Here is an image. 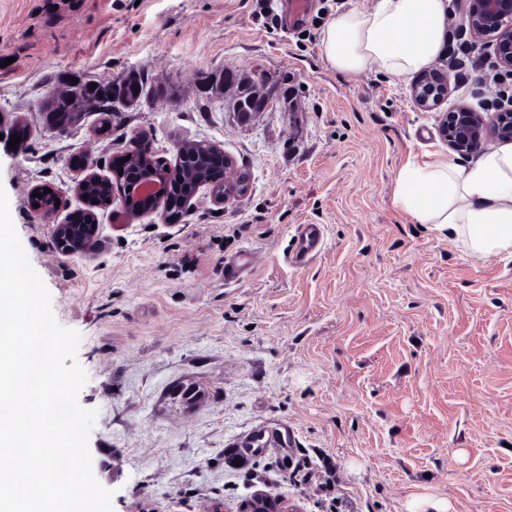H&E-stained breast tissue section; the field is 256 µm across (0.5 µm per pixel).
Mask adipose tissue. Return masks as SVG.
Listing matches in <instances>:
<instances>
[{
	"label": "adipose tissue",
	"mask_w": 512,
	"mask_h": 512,
	"mask_svg": "<svg viewBox=\"0 0 512 512\" xmlns=\"http://www.w3.org/2000/svg\"><path fill=\"white\" fill-rule=\"evenodd\" d=\"M447 23L446 0H374L337 11L320 52L346 75L374 66L401 80L436 62ZM393 204L475 258H512V146L487 149L470 165L441 154L411 157L396 174Z\"/></svg>",
	"instance_id": "1"
}]
</instances>
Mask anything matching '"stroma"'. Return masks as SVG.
<instances>
[{
  "label": "stroma",
  "instance_id": "35a3bbf8",
  "mask_svg": "<svg viewBox=\"0 0 512 512\" xmlns=\"http://www.w3.org/2000/svg\"><path fill=\"white\" fill-rule=\"evenodd\" d=\"M266 2L274 20L257 0H0V110L44 145L0 139V187L57 322L81 335L93 474L114 512H237L258 492L297 512H512V261L394 207L406 160L449 149L410 80L322 59V14L373 0ZM448 14L437 66L464 67L447 104L487 111L488 50L455 38V0ZM227 67L264 71L272 106L244 120L199 90ZM130 74L184 94L119 109L103 134L93 110L45 128L48 88ZM142 136L170 165L179 144L220 145L247 193L200 191L175 222L115 206L93 256L59 253L32 189L64 219L82 205L70 156L107 176ZM306 224L321 242L291 263Z\"/></svg>",
  "mask_w": 512,
  "mask_h": 512
}]
</instances>
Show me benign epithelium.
<instances>
[{"label": "benign epithelium", "mask_w": 512, "mask_h": 512, "mask_svg": "<svg viewBox=\"0 0 512 512\" xmlns=\"http://www.w3.org/2000/svg\"><path fill=\"white\" fill-rule=\"evenodd\" d=\"M462 14L457 36H469L483 42L493 59V67L501 76H512V0H460ZM263 74L256 72L248 77L235 69H226L212 78L206 91L221 92L235 89L232 109L242 113L243 97H249L253 111L262 112L270 98L258 93L256 86L265 84ZM450 75L432 69L417 77L411 87V96L422 112H436L437 130L442 142L462 157L481 150L490 142H512V100L497 107L492 113L478 112L469 106H460L446 112L439 111L448 96ZM99 162L85 155L74 163V168L84 173L78 180L76 191L88 196L92 208L81 209L66 221L54 225V239L60 252L83 255L93 252L99 242L97 210L112 206L120 198L124 214L137 218L143 214L162 210L167 220H175L168 201L171 185L181 187V204H188L202 188L209 189L212 200L224 204L245 190L244 180L238 174L233 159L224 154L223 148L210 143H186L178 148L175 169L167 174H146L147 160L132 156L123 167V187L109 192L106 178L97 174ZM238 512H292L286 503L264 493H256L243 500Z\"/></svg>", "instance_id": "1"}]
</instances>
